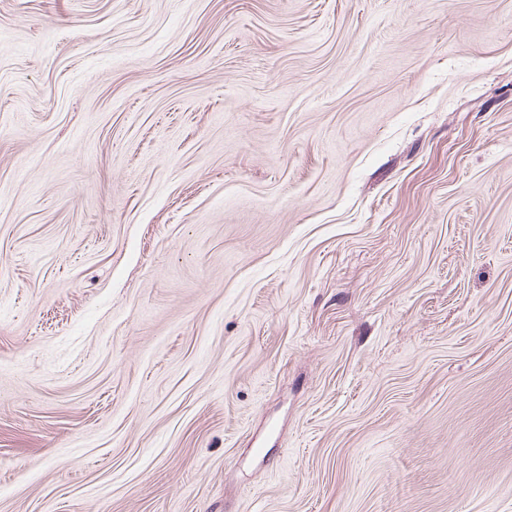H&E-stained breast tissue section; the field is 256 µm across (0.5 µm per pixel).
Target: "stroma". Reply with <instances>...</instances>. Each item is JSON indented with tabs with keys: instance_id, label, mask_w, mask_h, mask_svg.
<instances>
[{
	"instance_id": "obj_1",
	"label": "stroma",
	"mask_w": 512,
	"mask_h": 512,
	"mask_svg": "<svg viewBox=\"0 0 512 512\" xmlns=\"http://www.w3.org/2000/svg\"><path fill=\"white\" fill-rule=\"evenodd\" d=\"M0 512H512V0H0Z\"/></svg>"
}]
</instances>
